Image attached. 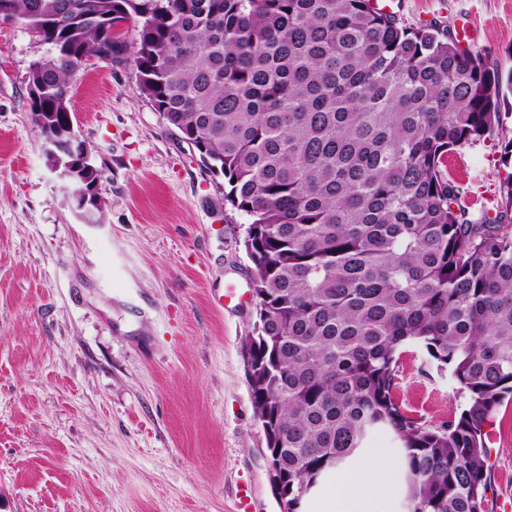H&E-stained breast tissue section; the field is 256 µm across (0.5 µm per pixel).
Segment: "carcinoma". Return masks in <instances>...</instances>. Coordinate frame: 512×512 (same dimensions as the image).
I'll list each match as a JSON object with an SVG mask.
<instances>
[{
  "label": "carcinoma",
  "instance_id": "carcinoma-1",
  "mask_svg": "<svg viewBox=\"0 0 512 512\" xmlns=\"http://www.w3.org/2000/svg\"><path fill=\"white\" fill-rule=\"evenodd\" d=\"M49 46L30 98L71 143L75 73L125 62L136 89L248 218L259 297L248 367L271 480L301 512L378 434L404 456L412 512H485L484 428L512 400V182L491 216L443 170L503 128L512 69L449 30L411 29L370 0H0ZM129 45L116 31L129 23ZM74 188L97 183L87 164ZM104 201L80 211L104 220ZM417 346L464 399L432 426L395 396Z\"/></svg>",
  "mask_w": 512,
  "mask_h": 512
}]
</instances>
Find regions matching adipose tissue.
<instances>
[{
	"label": "adipose tissue",
	"mask_w": 512,
	"mask_h": 512,
	"mask_svg": "<svg viewBox=\"0 0 512 512\" xmlns=\"http://www.w3.org/2000/svg\"><path fill=\"white\" fill-rule=\"evenodd\" d=\"M393 487V470L381 455L338 473L327 512H380Z\"/></svg>",
	"instance_id": "1"
}]
</instances>
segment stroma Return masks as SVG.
Listing matches in <instances>:
<instances>
[{
  "label": "stroma",
  "instance_id": "obj_1",
  "mask_svg": "<svg viewBox=\"0 0 512 512\" xmlns=\"http://www.w3.org/2000/svg\"><path fill=\"white\" fill-rule=\"evenodd\" d=\"M512 69V0H395ZM46 48L0 24V512H237L252 484L281 512L248 378L258 300L246 216L137 89L91 58L73 81L75 129L105 219L86 224L47 164L28 95ZM506 136L450 154L464 192L512 180ZM247 290L242 302L224 290ZM397 395L434 425L456 411L449 372L420 348ZM489 504L512 502V403L486 427Z\"/></svg>",
  "mask_w": 512,
  "mask_h": 512
}]
</instances>
